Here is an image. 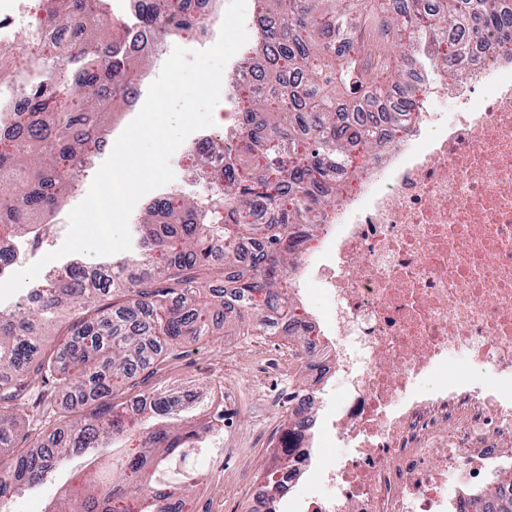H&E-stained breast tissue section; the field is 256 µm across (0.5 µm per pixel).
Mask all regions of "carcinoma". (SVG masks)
Masks as SVG:
<instances>
[{"label":"carcinoma","instance_id":"cac0c4a2","mask_svg":"<svg viewBox=\"0 0 512 512\" xmlns=\"http://www.w3.org/2000/svg\"><path fill=\"white\" fill-rule=\"evenodd\" d=\"M103 0H44L45 18L94 14L72 54L75 67L57 73L47 90L29 89L13 115L0 113V224L33 230V217L55 208L74 188L70 167H80L106 135V109L128 101L137 89L139 58L99 44L98 32L112 29ZM144 28L178 35L205 29L211 19L190 14L191 0H136ZM387 0H257L262 17H275L261 31L256 52L269 62L252 87L236 79L242 109L224 147L222 167L213 170L217 194L204 207L169 196L146 208L137 225L139 255L114 260L89 277L76 264L13 312L0 310V502L52 477L62 459L88 448L95 461L112 457L114 441L139 430L140 448L104 482L95 475L65 489L51 512H171L176 490L160 471L204 446L213 416L189 414L191 398L168 391H140V381L172 347L211 335L222 314L224 327L243 336L277 332L307 342L305 330L281 323L307 319L290 294L300 247L314 225L323 223L349 184L342 181L357 153L373 155L382 141L403 133L401 113L355 104L356 117L336 97L341 86L379 100L405 81L406 67H436L441 60L461 66L484 35L512 47V0H406L392 15L393 41L408 34L413 53L403 55L380 83L359 84V60L349 37L379 13ZM25 42L47 64L57 42L34 29ZM224 265V285L201 298L204 270ZM65 309L70 322L58 346L41 350L39 329ZM63 387L66 401L35 409L40 385ZM71 418L61 435L40 433L33 448L16 443L33 419ZM291 460L275 452L266 480L283 486ZM476 496L485 512H512V496L487 487Z\"/></svg>","mask_w":512,"mask_h":512}]
</instances>
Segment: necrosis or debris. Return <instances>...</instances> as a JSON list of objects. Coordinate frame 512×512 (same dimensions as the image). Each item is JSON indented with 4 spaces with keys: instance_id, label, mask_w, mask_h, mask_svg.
<instances>
[{
    "instance_id": "4bbe7bcc",
    "label": "necrosis or debris",
    "mask_w": 512,
    "mask_h": 512,
    "mask_svg": "<svg viewBox=\"0 0 512 512\" xmlns=\"http://www.w3.org/2000/svg\"><path fill=\"white\" fill-rule=\"evenodd\" d=\"M417 101L406 133L364 164L301 246L302 289L330 315L280 367L317 382L292 406L338 407L341 452L292 450L310 492L250 485L253 512H451L512 465V50L488 40L451 84L409 75L380 102Z\"/></svg>"
}]
</instances>
